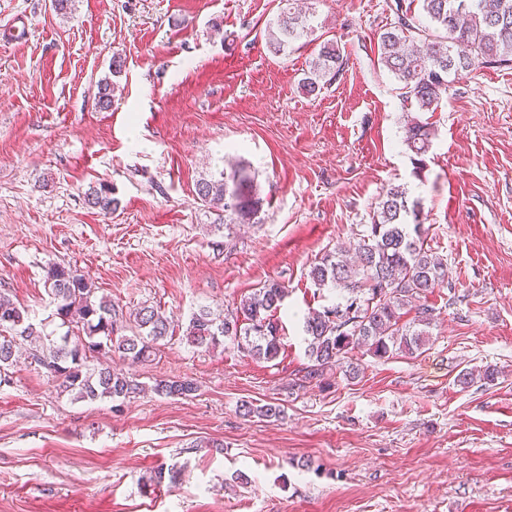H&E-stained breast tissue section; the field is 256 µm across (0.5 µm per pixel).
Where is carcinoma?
Here are the masks:
<instances>
[{
  "instance_id": "cac0c4a2",
  "label": "carcinoma",
  "mask_w": 512,
  "mask_h": 512,
  "mask_svg": "<svg viewBox=\"0 0 512 512\" xmlns=\"http://www.w3.org/2000/svg\"><path fill=\"white\" fill-rule=\"evenodd\" d=\"M429 26L417 24L410 7L398 2L395 19L379 36L380 64L400 83L404 106L434 112L448 91L449 78L480 66H512V0H420ZM314 32L310 11L294 7L267 26V47L275 55ZM347 63L338 42L323 41L309 65L303 89L310 94L335 81ZM435 129L432 123L413 120L407 125L405 143L414 155L416 169L424 167ZM249 167L232 164L196 182L201 202L216 208L219 224H252L262 199ZM88 205L109 214L118 205L112 188L91 186ZM421 204L410 200L405 188L387 189L373 210L372 222L358 238L354 255L346 250L324 254L310 268L309 278L319 289L339 292V301L312 312L303 323L308 364L298 370L293 385L300 388L322 383L336 368H345L354 379L358 370L350 354L358 348L377 358L413 356L426 345L427 329L437 320L429 294L445 282V260L426 247V229L420 221ZM45 287L55 306L54 315L68 326L65 335L42 338L32 354L34 363L61 379L62 391L77 400L109 399L124 403L143 391L136 378L91 361L118 355L130 364L151 361L162 343L176 333L173 322L159 308L143 306L129 315L111 301L97 298L88 280L70 267H46ZM288 290L269 281L224 312L202 307L190 316L181 340L214 350L229 342L237 351L267 362L281 353L277 311ZM35 339L28 312L0 294V383L9 382L16 349ZM197 387L189 380L157 379L158 396H191ZM241 417L279 419L277 404L257 406L242 401ZM175 467L161 466L152 482L177 483Z\"/></svg>"
}]
</instances>
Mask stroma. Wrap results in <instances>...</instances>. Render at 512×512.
Here are the masks:
<instances>
[{
	"label": "stroma",
	"instance_id": "obj_1",
	"mask_svg": "<svg viewBox=\"0 0 512 512\" xmlns=\"http://www.w3.org/2000/svg\"><path fill=\"white\" fill-rule=\"evenodd\" d=\"M285 0H0V292L38 332H65L48 264L76 269L124 310L179 325L265 281L288 290L282 358L172 339L124 366L188 398L80 401L29 361L0 385V512H512V68L452 79L423 171L403 142L400 85L379 62L395 0H320L316 40L285 55L266 24ZM347 57L313 94L318 38ZM114 83L100 109L101 80ZM247 164L259 221L215 230L195 184L222 157ZM109 185L101 214L84 198ZM420 199L447 287L422 354L353 353L360 373L290 386L307 363L308 311L334 303L308 273L355 242L389 186ZM497 367L494 383L462 371ZM284 417L239 416L241 401ZM175 487H155L160 465ZM247 483H240L239 474ZM85 198L90 207L104 214H110L118 205L117 200L112 196L111 187L102 184H99V187L90 186L85 192ZM151 390L158 396L164 397H190L197 387L192 381L180 379L155 380Z\"/></svg>",
	"mask_w": 512,
	"mask_h": 512
}]
</instances>
